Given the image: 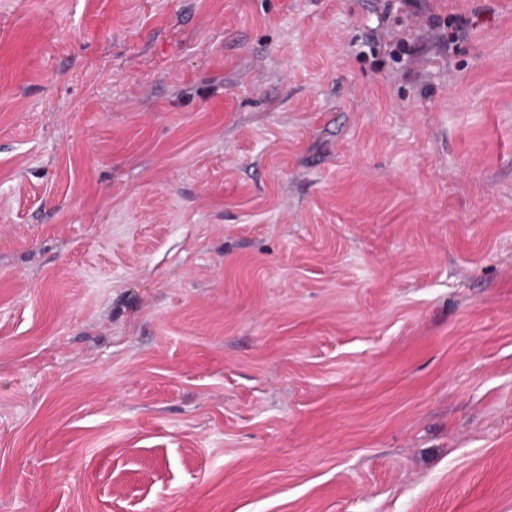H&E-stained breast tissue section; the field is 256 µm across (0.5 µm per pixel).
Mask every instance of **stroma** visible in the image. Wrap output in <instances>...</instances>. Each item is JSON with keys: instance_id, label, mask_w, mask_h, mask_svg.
<instances>
[{"instance_id": "35a3bbf8", "label": "stroma", "mask_w": 512, "mask_h": 512, "mask_svg": "<svg viewBox=\"0 0 512 512\" xmlns=\"http://www.w3.org/2000/svg\"><path fill=\"white\" fill-rule=\"evenodd\" d=\"M384 4L0 0V512H512V0Z\"/></svg>"}]
</instances>
